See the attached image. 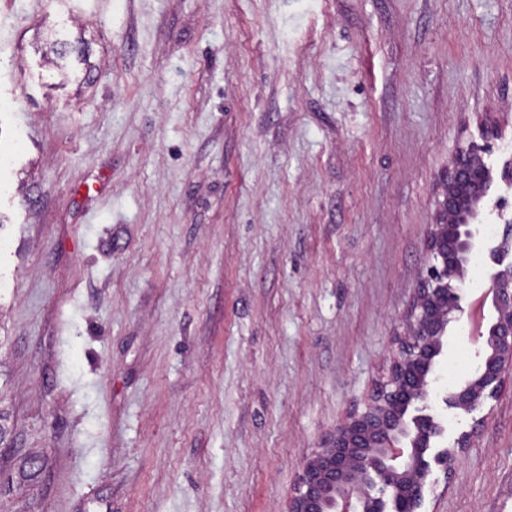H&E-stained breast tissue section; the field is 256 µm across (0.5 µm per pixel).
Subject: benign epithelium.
Listing matches in <instances>:
<instances>
[{"instance_id": "1", "label": "benign epithelium", "mask_w": 512, "mask_h": 512, "mask_svg": "<svg viewBox=\"0 0 512 512\" xmlns=\"http://www.w3.org/2000/svg\"><path fill=\"white\" fill-rule=\"evenodd\" d=\"M492 183V170L478 149L456 152L409 332L388 379L306 460L288 512H419L428 456L446 469L455 449L467 447L463 434L453 447L438 449L446 429L428 398L449 339L475 315L481 338L475 367L444 398L446 406L477 412L498 397L505 376L512 374V236L492 241L482 230L487 223L511 224L512 218L504 206L490 203ZM483 251L493 268L476 311L464 293V270L471 255Z\"/></svg>"}]
</instances>
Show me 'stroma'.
Here are the masks:
<instances>
[{"instance_id": "obj_1", "label": "stroma", "mask_w": 512, "mask_h": 512, "mask_svg": "<svg viewBox=\"0 0 512 512\" xmlns=\"http://www.w3.org/2000/svg\"><path fill=\"white\" fill-rule=\"evenodd\" d=\"M482 141L501 170L512 0H0V512H286ZM474 349L424 512H512V377L444 403Z\"/></svg>"}]
</instances>
